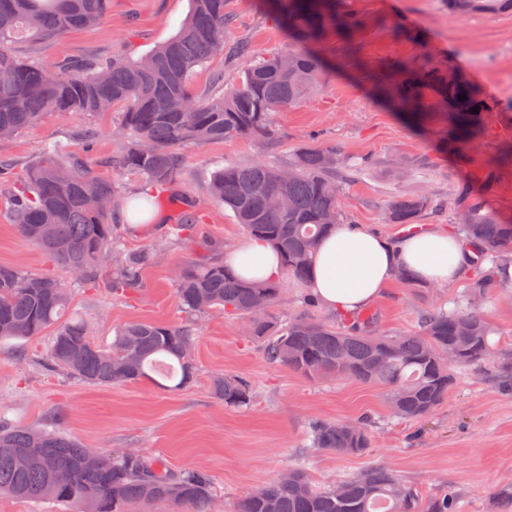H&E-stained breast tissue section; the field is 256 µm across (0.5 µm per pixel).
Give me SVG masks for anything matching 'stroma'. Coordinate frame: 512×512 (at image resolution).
Segmentation results:
<instances>
[{
  "instance_id": "obj_1",
  "label": "stroma",
  "mask_w": 512,
  "mask_h": 512,
  "mask_svg": "<svg viewBox=\"0 0 512 512\" xmlns=\"http://www.w3.org/2000/svg\"><path fill=\"white\" fill-rule=\"evenodd\" d=\"M356 4L362 25L346 32L327 26L313 52L323 61L318 88L297 104L275 113L267 138H228L182 147L179 184L160 194L152 223L118 226L126 247L155 244L161 256L145 269L141 291L118 298L108 272L93 286L72 288L71 311L88 323L91 339L109 346L116 328L131 321L195 330L190 362L194 377L185 387L165 390L150 381L100 386L64 375L48 364L47 337L0 343V419L23 427L56 429L92 450L119 454L130 449L181 473L202 469L211 476V512H235L238 499L274 480L287 468L302 467L325 487L382 463L415 486L422 496L451 493L460 512H501L494 490L512 487V388L488 371L456 370L447 400L429 417L403 421L393 416L383 389L350 379H309L269 364L247 334V320L219 312L187 318L175 293L174 274L185 260L207 252L198 242L171 243L165 227L177 223L181 197L192 201L205 236L227 247L247 236L232 213L209 198L204 175L256 160L285 163L300 148H336L351 170L342 205L352 227L396 239L413 230L456 226L452 199L459 187L485 200L487 212L512 224V163H498L512 143V12L449 15L442 0H337L338 9ZM191 8L190 0H111L101 25L73 30L57 40L17 47L20 55L55 69L89 53L120 52L135 58L174 35ZM233 18L228 41L248 40L255 49L275 51L288 43L266 0H227ZM411 37L395 35L394 25ZM410 68L450 66L490 104L481 131L468 148L466 163L442 151L448 132L444 113H432L424 129L411 127L371 91L370 76L390 62ZM114 112L85 115L51 112L32 128L0 141V160L22 169L47 144L64 154L92 156L95 172L120 179L125 195L142 186L139 177L117 175L108 160L115 143ZM497 168L492 195H484L489 166ZM429 196L439 210L422 212L414 225L390 224L384 205L397 197ZM0 265L42 274L53 265L13 226L0 199ZM468 278L449 287L393 279L371 305L381 332L411 334L422 312L451 308L466 299ZM305 283L280 284L277 304L266 310L271 324L309 315L336 325L337 315L309 306ZM496 351L512 353V287L489 289L481 300ZM241 377L254 389L249 408L215 398L216 377ZM371 415V447L366 454L340 456L313 448L312 421L352 422Z\"/></svg>"
}]
</instances>
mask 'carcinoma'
<instances>
[{
    "label": "carcinoma",
    "mask_w": 512,
    "mask_h": 512,
    "mask_svg": "<svg viewBox=\"0 0 512 512\" xmlns=\"http://www.w3.org/2000/svg\"><path fill=\"white\" fill-rule=\"evenodd\" d=\"M225 0H192L190 15L177 33L139 59L95 54L71 59L46 78L47 69L26 61L13 45L58 38L70 30L102 24L109 0H0V140L35 125L48 112H106L122 104L119 150L112 166L141 177L150 205L160 190L180 180L183 158L175 146L222 141L231 137L263 138L274 113L301 101L317 84L322 61L307 50L328 24L361 26L358 11H336L335 0H273L272 7L288 28V46L259 53L245 42L230 44L225 33L232 17ZM456 15L512 12V0H444ZM227 64L246 58L235 89L196 94L192 77L215 55ZM377 92L407 120L426 119L427 95L448 112V139L443 149L464 156L479 132L480 113L489 104L471 83L452 69L410 70L395 65L371 75ZM465 100H459L460 96ZM478 107L474 113L471 108ZM348 164L336 148L300 149L286 165L259 160L246 166H225L211 172V199L233 213L250 237L263 238L283 254L282 279L304 282L310 256L320 238L345 223L342 183ZM288 196L281 209L272 195ZM0 195L10 204L19 235L40 247L82 284L111 272L112 293L124 298L142 288L143 268L155 263L150 248L128 250L115 235L131 201L122 187L98 176L88 161H66L55 145L21 172L0 160ZM455 207L468 216L458 231L478 255L470 271V289L482 295L489 288L512 283V224H502L481 203L461 196ZM440 209L428 196L399 197L385 207L391 224H411L425 210ZM199 219L187 206L171 235L195 237ZM183 312L219 309L247 316L250 333L261 342L263 357L306 377L333 375L385 389L394 414L403 420L431 415L447 398L452 369H497L512 373V357L498 358L490 343L491 328L470 306L426 311L419 333L387 336L378 332L373 314L343 316L344 328L333 329L311 318L290 319L274 328L257 305H274L276 283L249 284L218 260L183 264L175 278ZM68 288L49 274H33L0 265V342L51 333L48 361L68 375L96 385L150 380L179 389L193 379L189 353L194 332L188 326L134 321L118 328L112 345L90 338L86 322L66 316ZM454 349L459 360L445 367L436 354ZM136 367H125V358ZM216 398L230 407L253 400L251 385L240 378H218ZM368 419L356 423L317 421L311 427L313 446L338 455H362L371 447ZM43 448L48 460L26 467L18 452ZM87 448L55 431L0 424V494L39 500L51 498L73 512H129L133 504L170 500L208 512L211 477L204 470L173 475L155 459L126 453H99L94 466L85 462ZM290 480L277 479L239 499L236 512H459L457 498L438 495L422 500L416 488L383 465L333 486H313L302 469H288Z\"/></svg>",
    "instance_id": "cac0c4a2"
}]
</instances>
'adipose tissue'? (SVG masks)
<instances>
[{
  "label": "adipose tissue",
  "instance_id": "1",
  "mask_svg": "<svg viewBox=\"0 0 512 512\" xmlns=\"http://www.w3.org/2000/svg\"><path fill=\"white\" fill-rule=\"evenodd\" d=\"M224 261L248 281L274 282L281 277L279 252L260 239L228 251ZM470 261L467 246L450 228H428L389 240L341 226L316 248L309 287L328 310L349 314L376 300L398 268L445 287L459 279Z\"/></svg>",
  "mask_w": 512,
  "mask_h": 512
}]
</instances>
